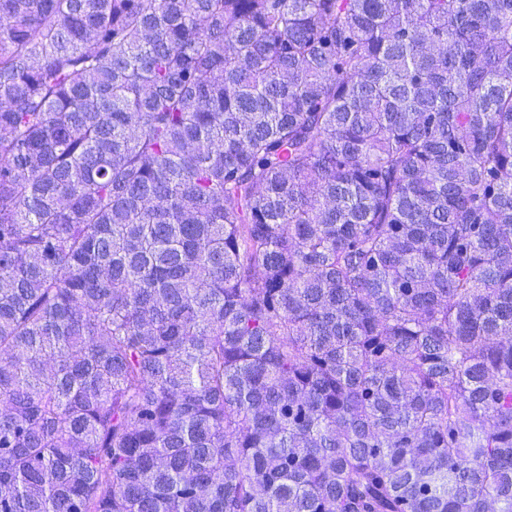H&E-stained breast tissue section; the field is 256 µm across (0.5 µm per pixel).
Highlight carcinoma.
Here are the masks:
<instances>
[{"label": "carcinoma", "instance_id": "carcinoma-1", "mask_svg": "<svg viewBox=\"0 0 512 512\" xmlns=\"http://www.w3.org/2000/svg\"><path fill=\"white\" fill-rule=\"evenodd\" d=\"M512 0H0V512H512Z\"/></svg>", "mask_w": 512, "mask_h": 512}]
</instances>
